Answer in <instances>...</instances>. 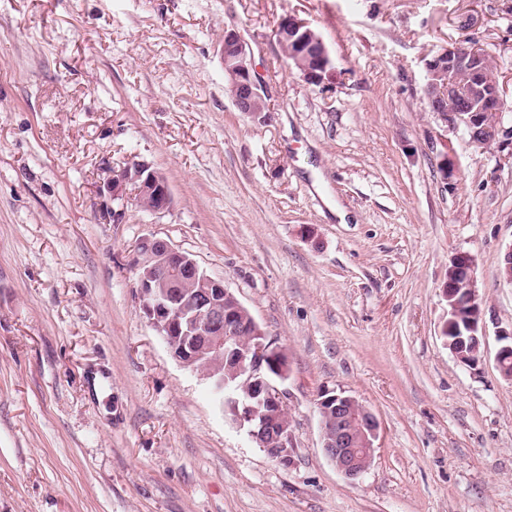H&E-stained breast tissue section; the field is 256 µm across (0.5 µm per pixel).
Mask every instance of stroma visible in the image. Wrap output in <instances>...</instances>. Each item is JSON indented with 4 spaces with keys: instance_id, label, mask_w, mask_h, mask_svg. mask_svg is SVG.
I'll use <instances>...</instances> for the list:
<instances>
[{
    "instance_id": "stroma-1",
    "label": "stroma",
    "mask_w": 512,
    "mask_h": 512,
    "mask_svg": "<svg viewBox=\"0 0 512 512\" xmlns=\"http://www.w3.org/2000/svg\"><path fill=\"white\" fill-rule=\"evenodd\" d=\"M322 35L321 85L274 30ZM236 30L265 120L226 90ZM469 42L512 129V0H0V512H512V146L431 111L425 62ZM148 163L170 211L104 214ZM156 235L223 280L288 352L297 451L271 460L148 323L133 251ZM475 259L486 351L441 334L451 257ZM380 423L351 482L317 400Z\"/></svg>"
}]
</instances>
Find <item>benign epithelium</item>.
<instances>
[{
  "instance_id": "benign-epithelium-1",
  "label": "benign epithelium",
  "mask_w": 512,
  "mask_h": 512,
  "mask_svg": "<svg viewBox=\"0 0 512 512\" xmlns=\"http://www.w3.org/2000/svg\"><path fill=\"white\" fill-rule=\"evenodd\" d=\"M276 41L294 58V68L312 85L321 84L331 59L321 35L304 19L293 15L282 18L275 29ZM227 91L238 111L254 118H265L263 82L256 73L246 45L234 30L224 31L221 46ZM428 73L424 96L432 111L449 126H463L472 142L484 145L503 133L500 116L506 110L497 74L484 54L465 44H453L438 51L426 62ZM462 73L458 84L453 76ZM102 191L113 201L133 204L154 214L172 206V194L165 177L142 161H132L111 174ZM135 253L155 261L138 278V291L144 315L182 367L201 373L210 380L219 401L234 408L232 424L247 431L266 455L287 464L296 452L295 435L287 410V391L281 388L289 376L288 354L267 338L255 320L239 325L244 305L235 294L205 272L187 253L169 242L148 236ZM465 286L467 306H480L474 276L473 257L455 254L448 266L445 295ZM247 335H241V332ZM450 352L463 358L459 349L473 347V365L484 354V322L468 320L462 306L448 310L443 336ZM504 344L496 353L500 374L512 379L504 358L512 353V329L497 332ZM323 451L344 478L358 480L370 467L380 423L357 398L325 392L317 403Z\"/></svg>"
}]
</instances>
